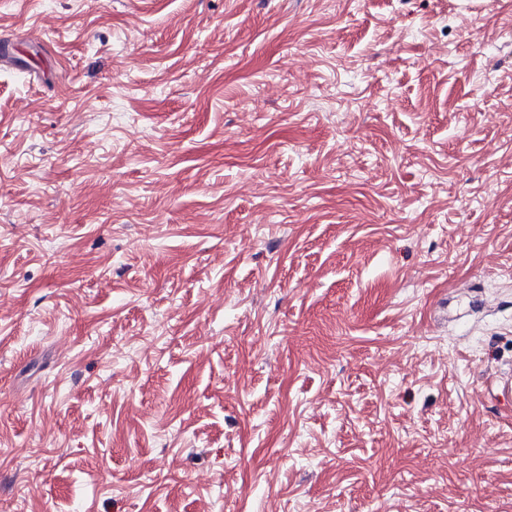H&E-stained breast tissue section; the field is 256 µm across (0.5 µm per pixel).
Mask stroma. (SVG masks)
Listing matches in <instances>:
<instances>
[{
	"label": "stroma",
	"mask_w": 512,
	"mask_h": 512,
	"mask_svg": "<svg viewBox=\"0 0 512 512\" xmlns=\"http://www.w3.org/2000/svg\"><path fill=\"white\" fill-rule=\"evenodd\" d=\"M0 506L512 512V0H0Z\"/></svg>",
	"instance_id": "obj_1"
}]
</instances>
